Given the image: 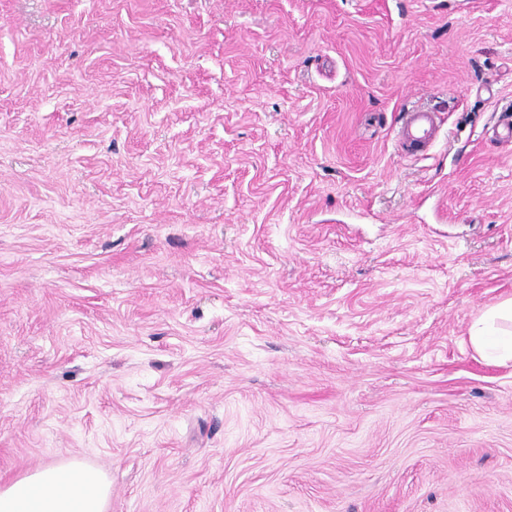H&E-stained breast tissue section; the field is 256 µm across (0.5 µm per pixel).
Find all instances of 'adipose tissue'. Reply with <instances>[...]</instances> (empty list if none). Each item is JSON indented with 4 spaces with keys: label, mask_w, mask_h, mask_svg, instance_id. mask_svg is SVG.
<instances>
[{
    "label": "adipose tissue",
    "mask_w": 512,
    "mask_h": 512,
    "mask_svg": "<svg viewBox=\"0 0 512 512\" xmlns=\"http://www.w3.org/2000/svg\"><path fill=\"white\" fill-rule=\"evenodd\" d=\"M110 494L103 471L73 459L0 486V512H105Z\"/></svg>",
    "instance_id": "1"
}]
</instances>
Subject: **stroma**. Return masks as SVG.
<instances>
[{"label":"stroma","mask_w":512,"mask_h":512,"mask_svg":"<svg viewBox=\"0 0 512 512\" xmlns=\"http://www.w3.org/2000/svg\"><path fill=\"white\" fill-rule=\"evenodd\" d=\"M510 116L512 0H0V484L512 512ZM440 137V123L436 112L412 109L403 114L398 131V144L408 156L428 152ZM469 340L477 351H483L489 347H496L512 357V336H495L489 328L479 329Z\"/></svg>","instance_id":"1"}]
</instances>
